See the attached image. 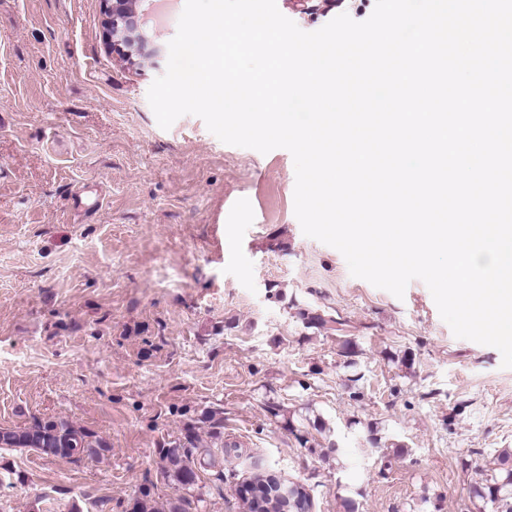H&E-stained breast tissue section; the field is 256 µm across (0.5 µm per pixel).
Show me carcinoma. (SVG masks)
<instances>
[{
	"label": "carcinoma",
	"instance_id": "1",
	"mask_svg": "<svg viewBox=\"0 0 512 512\" xmlns=\"http://www.w3.org/2000/svg\"><path fill=\"white\" fill-rule=\"evenodd\" d=\"M306 326L330 329L333 317L302 311ZM0 448L33 451L42 457L79 461L100 457L109 451L108 442L66 419H36L22 428H0ZM236 447L201 448L196 427L187 424L178 443L158 449L161 474L179 494L159 503L151 489L143 487L129 502L127 512H188L194 503L204 502L199 492L198 469L215 470V479L224 481V456ZM254 505L247 512H310L311 495L305 485L285 481L268 470L253 476ZM474 497L487 512H512V449L498 454L495 467L486 470L473 488Z\"/></svg>",
	"mask_w": 512,
	"mask_h": 512
}]
</instances>
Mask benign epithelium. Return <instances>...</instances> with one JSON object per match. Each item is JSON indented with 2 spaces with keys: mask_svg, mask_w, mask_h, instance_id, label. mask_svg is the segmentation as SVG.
I'll return each instance as SVG.
<instances>
[{
  "mask_svg": "<svg viewBox=\"0 0 512 512\" xmlns=\"http://www.w3.org/2000/svg\"><path fill=\"white\" fill-rule=\"evenodd\" d=\"M101 24L108 43L127 64H153L160 58L161 47L143 30L138 0H102Z\"/></svg>",
  "mask_w": 512,
  "mask_h": 512,
  "instance_id": "benign-epithelium-1",
  "label": "benign epithelium"
}]
</instances>
